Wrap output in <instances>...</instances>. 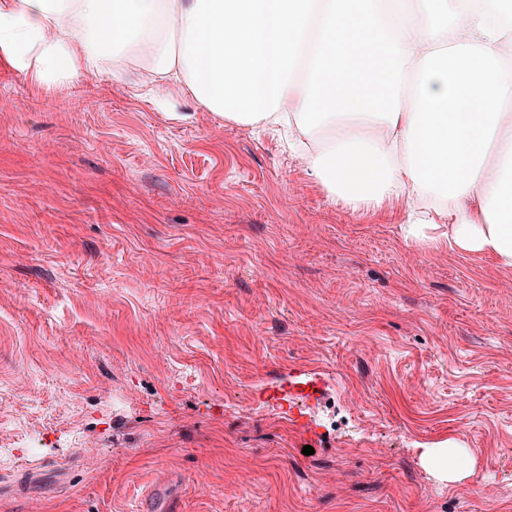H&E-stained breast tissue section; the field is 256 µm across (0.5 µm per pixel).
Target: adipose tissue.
Masks as SVG:
<instances>
[{
  "mask_svg": "<svg viewBox=\"0 0 512 512\" xmlns=\"http://www.w3.org/2000/svg\"><path fill=\"white\" fill-rule=\"evenodd\" d=\"M512 0H0V62L36 79L150 62L163 101L284 129L358 210L512 268Z\"/></svg>",
  "mask_w": 512,
  "mask_h": 512,
  "instance_id": "1",
  "label": "adipose tissue"
}]
</instances>
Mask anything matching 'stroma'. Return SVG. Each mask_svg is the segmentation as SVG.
Wrapping results in <instances>:
<instances>
[{"instance_id": "35a3bbf8", "label": "stroma", "mask_w": 512, "mask_h": 512, "mask_svg": "<svg viewBox=\"0 0 512 512\" xmlns=\"http://www.w3.org/2000/svg\"><path fill=\"white\" fill-rule=\"evenodd\" d=\"M148 75L0 65V512H512V268Z\"/></svg>"}]
</instances>
